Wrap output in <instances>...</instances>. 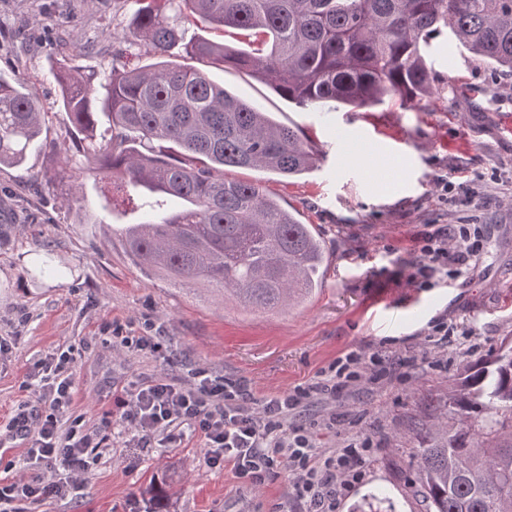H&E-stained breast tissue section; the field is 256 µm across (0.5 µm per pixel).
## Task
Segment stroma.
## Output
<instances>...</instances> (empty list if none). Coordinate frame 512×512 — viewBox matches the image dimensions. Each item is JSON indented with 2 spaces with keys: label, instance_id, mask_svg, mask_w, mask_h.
Returning a JSON list of instances; mask_svg holds the SVG:
<instances>
[{
  "label": "stroma",
  "instance_id": "35a3bbf8",
  "mask_svg": "<svg viewBox=\"0 0 512 512\" xmlns=\"http://www.w3.org/2000/svg\"><path fill=\"white\" fill-rule=\"evenodd\" d=\"M134 0H0V74L37 91L48 121L24 167L0 166V482L26 475L27 448L8 424L19 408L44 415L47 399L30 386L36 363L73 349V406L90 429H105L110 447L85 473L77 495L27 504L26 512H144L142 491L162 487L165 512H270L292 497L288 475L252 492L230 469L203 461L204 439L184 429L179 442L138 447L116 404L136 384L187 382L195 367L247 381L255 399L315 383L321 370L352 350L405 357L395 374L318 394L296 419L316 448L370 439L364 471L341 498L340 512L372 495L383 512H423L410 483L420 437L412 421L442 403L448 385L472 360L512 337V73L470 58L456 42L432 48L440 95L385 99L373 107L332 101L301 107L254 74L210 68L211 78L280 123L299 129L321 153L298 178L256 170L227 175L257 182L313 225L327 269L303 304L261 314L218 301L195 285H176L131 263L120 241L140 211L91 210L75 221L77 193L95 196L83 179L86 160L58 101V60L94 83L118 64L153 63L150 46H131ZM100 46L97 54L61 57L60 33ZM455 185L440 202L437 178ZM435 224H482L483 253L461 277L432 288L408 285L414 242ZM62 269L43 277V255ZM453 329L446 346L427 338L436 320ZM161 336L159 355L113 350V332Z\"/></svg>",
  "mask_w": 512,
  "mask_h": 512
}]
</instances>
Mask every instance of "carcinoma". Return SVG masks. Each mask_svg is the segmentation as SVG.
<instances>
[{
  "label": "carcinoma",
  "instance_id": "1",
  "mask_svg": "<svg viewBox=\"0 0 512 512\" xmlns=\"http://www.w3.org/2000/svg\"><path fill=\"white\" fill-rule=\"evenodd\" d=\"M129 44L164 56L176 46L197 65L159 61L112 68L98 89L60 66L59 97L100 183L81 208L118 199L182 206L153 223L127 224L121 243L139 268L194 281L270 313L299 305L322 285L325 247L310 225L258 184L227 168L285 178L307 173L316 149L215 83L211 65L248 70L300 106H373L438 93L425 54L443 30L495 69L512 72V0H135ZM208 24L250 38L252 51L206 38ZM110 121L98 132L92 104ZM47 113L37 95L0 74V165L23 163ZM448 421L414 422L424 435L413 493L425 512H512V339L470 363L448 388Z\"/></svg>",
  "mask_w": 512,
  "mask_h": 512
}]
</instances>
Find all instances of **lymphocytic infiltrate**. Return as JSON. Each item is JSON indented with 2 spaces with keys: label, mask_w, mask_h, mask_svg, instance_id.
<instances>
[{
  "label": "lymphocytic infiltrate",
  "mask_w": 512,
  "mask_h": 512,
  "mask_svg": "<svg viewBox=\"0 0 512 512\" xmlns=\"http://www.w3.org/2000/svg\"><path fill=\"white\" fill-rule=\"evenodd\" d=\"M484 247L480 224H441L426 232L414 248L408 282L416 288L459 277ZM70 360L61 353L38 363L31 379L50 411L36 418L27 410L12 419L16 435L29 441L30 474L0 485V512H24L23 503L65 498L79 487L91 460L98 458L107 435L86 429L73 409ZM395 355L381 358L354 350L337 359L321 382L296 387L255 403L245 381L193 372L188 384L159 379L134 388L122 400L123 420L141 447L179 440L188 425L205 439V463L213 468L231 464L238 483L258 491L280 473L292 478L294 512H338L342 489L360 476L370 440H349L331 454L317 456L310 436L292 415L312 395L336 393L357 384L364 374L389 375Z\"/></svg>",
  "instance_id": "obj_1"
}]
</instances>
